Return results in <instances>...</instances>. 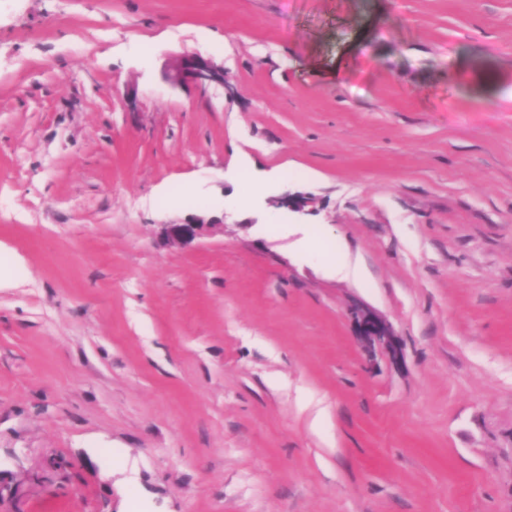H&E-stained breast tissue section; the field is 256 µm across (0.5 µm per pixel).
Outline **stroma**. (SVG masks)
<instances>
[{
  "label": "stroma",
  "instance_id": "stroma-1",
  "mask_svg": "<svg viewBox=\"0 0 512 512\" xmlns=\"http://www.w3.org/2000/svg\"><path fill=\"white\" fill-rule=\"evenodd\" d=\"M0 512H512V0H0ZM165 80L174 87L224 85V66L198 54H185L165 72ZM217 224L219 222L213 217L198 215L185 223L161 225L159 234L167 242L190 244L202 234L205 228ZM353 317L357 327V336L361 342L372 347L376 344L382 345L397 358L400 355L398 341L387 323L368 310L356 308Z\"/></svg>",
  "mask_w": 512,
  "mask_h": 512
}]
</instances>
